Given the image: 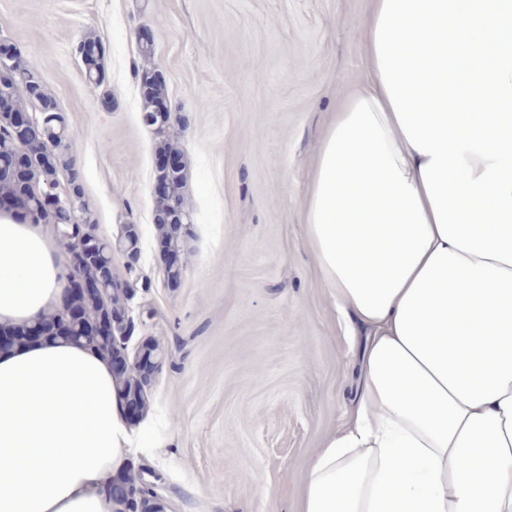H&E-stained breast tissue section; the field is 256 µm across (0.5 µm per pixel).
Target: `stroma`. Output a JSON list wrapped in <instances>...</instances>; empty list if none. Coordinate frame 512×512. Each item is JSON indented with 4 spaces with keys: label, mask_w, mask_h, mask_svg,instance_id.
Returning <instances> with one entry per match:
<instances>
[{
    "label": "stroma",
    "mask_w": 512,
    "mask_h": 512,
    "mask_svg": "<svg viewBox=\"0 0 512 512\" xmlns=\"http://www.w3.org/2000/svg\"><path fill=\"white\" fill-rule=\"evenodd\" d=\"M368 4L0 0V37L68 117L98 235L140 229L135 257L112 254L134 290L127 348L150 340L164 358L131 426L153 452L134 453L127 471L156 482L165 512H298L304 467L354 396L351 342L315 277L299 206L330 112L366 72L354 27ZM87 33L107 47L98 88L73 54ZM153 71L181 131L193 219L175 287L141 119L140 77Z\"/></svg>",
    "instance_id": "1"
}]
</instances>
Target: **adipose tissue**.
<instances>
[{"mask_svg": "<svg viewBox=\"0 0 512 512\" xmlns=\"http://www.w3.org/2000/svg\"><path fill=\"white\" fill-rule=\"evenodd\" d=\"M358 45L300 206L356 396L299 512H512V0H370ZM68 283L42 225L0 213V325ZM144 447L109 361L0 354V512H109Z\"/></svg>", "mask_w": 512, "mask_h": 512, "instance_id": "1", "label": "adipose tissue"}]
</instances>
